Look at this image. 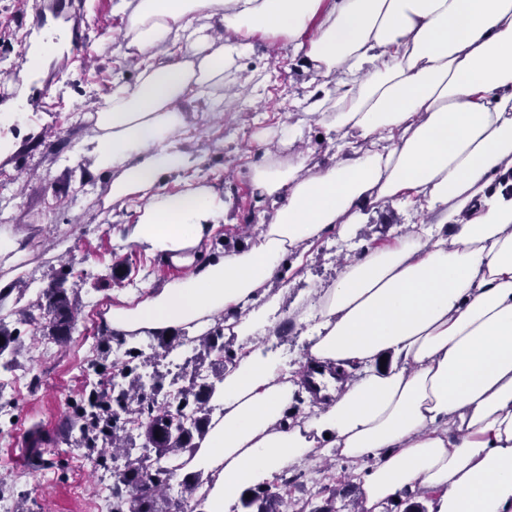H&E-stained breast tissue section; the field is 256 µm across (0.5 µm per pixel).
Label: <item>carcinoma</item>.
<instances>
[{
    "mask_svg": "<svg viewBox=\"0 0 512 512\" xmlns=\"http://www.w3.org/2000/svg\"><path fill=\"white\" fill-rule=\"evenodd\" d=\"M72 275L68 263L54 271L47 286L37 299L21 310L22 320L43 334L64 345L70 339L77 322L76 294L78 289L67 285ZM39 317H34V311ZM0 357L17 354L18 337L0 319ZM162 352L143 356L142 350L128 349L132 359L143 358V363L158 366L175 350L193 344L192 356L187 363L190 371L183 372L188 384L181 388L176 400L156 401L155 396L163 389V376L152 374L153 383L147 387L137 367L120 362L112 372V392L107 408L95 400L75 404L72 413L62 424L60 442L94 453L103 445L109 457L117 458V452L125 442L137 435L143 453L135 458L125 456L123 466L113 472L110 486L112 512H197L203 505L199 499L191 504L184 498L167 495L170 485L179 481L184 490L193 492L200 483V474H181L183 465L175 463L181 452L198 447L208 432L212 409L210 402L215 386L199 377L205 361L224 376V362L233 361L235 352L224 344V325L217 324L203 336L189 337L172 333L155 336ZM251 497H241L243 508L250 512H306V506L288 510L291 500V483L277 474L273 480L248 490Z\"/></svg>",
    "mask_w": 512,
    "mask_h": 512,
    "instance_id": "cac0c4a2",
    "label": "carcinoma"
}]
</instances>
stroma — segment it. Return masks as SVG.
I'll return each mask as SVG.
<instances>
[{
  "instance_id": "35a3bbf8",
  "label": "stroma",
  "mask_w": 512,
  "mask_h": 512,
  "mask_svg": "<svg viewBox=\"0 0 512 512\" xmlns=\"http://www.w3.org/2000/svg\"><path fill=\"white\" fill-rule=\"evenodd\" d=\"M85 2L76 21L86 33L87 48L83 60L66 68L60 60L69 49L66 21L48 17L43 32L35 34L22 20L25 0H0V72L17 75L10 87L0 89V111L20 104L26 113L24 123L0 125V141L11 145L0 156V229L16 236L24 252L19 263L0 259V281L27 285L31 300L62 264L72 263L85 273L78 283L72 339L66 347L54 348L51 357L39 358L47 338L20 322L14 298L0 302V319L19 330L21 342L14 367L0 368V396L8 402L0 410V479L8 486L0 498L10 505L24 501L30 512H97L98 500L108 496L110 470L93 468L85 449L55 443L54 437L72 402L88 398L96 380L125 357L118 347L110 355L100 354L103 314L123 297L144 295L186 272L130 243L137 201L104 207L110 179L91 172V159L80 153L81 145L96 135L92 105L102 103L114 84L132 82L137 75L124 56L127 15L121 0ZM50 33L58 36L60 54L32 72L30 55ZM245 44L241 75L224 78L223 111L201 100L184 105L187 133L177 144L200 157L199 167L163 182L169 193L190 183L204 184L222 200L224 214L207 241L214 252L246 244L268 221L252 194L249 168L263 152L277 151L276 133L283 122L301 123L310 163L327 164L333 153L317 117L302 106L313 89L305 39L290 42L258 33L246 37ZM426 223L407 200L396 199L364 208L360 223L328 232L303 260L288 257L282 276L271 284L280 307L260 339L279 357L283 370L301 367L313 324L297 322L296 315L307 307L312 289L333 285L342 257L394 243L404 226ZM115 266L121 269L117 282L109 278ZM17 379L27 381V388L12 391L10 384ZM36 432L46 440V464L39 468L28 464ZM364 468V462L327 450L321 462L294 467L298 479L291 497L311 508L322 505L330 475H345L351 482L337 494L336 512H358Z\"/></svg>"
}]
</instances>
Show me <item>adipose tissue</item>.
Returning a JSON list of instances; mask_svg holds the SVG:
<instances>
[{
  "mask_svg": "<svg viewBox=\"0 0 512 512\" xmlns=\"http://www.w3.org/2000/svg\"><path fill=\"white\" fill-rule=\"evenodd\" d=\"M122 6L139 73L96 110L91 170L116 171L111 201L140 200L131 243L188 272L112 306L107 326L132 342L177 329L201 335L220 322L244 342L216 395L222 414L180 457L209 477L204 512H232L247 490L327 448L366 462L364 512L418 489L428 512H512V199L487 194L512 172V0ZM255 33L307 37L315 78L335 85L311 94L307 109L333 133L335 152L306 169L293 150L301 132L282 125L288 156L267 154L251 168L268 223L252 243L209 254L222 202L208 186L169 193L162 181L198 167L173 140L183 105L223 107L224 74ZM396 198L413 200L439 230L370 249L319 290L309 357L347 377L327 404L291 419L307 394L302 379L252 341L277 305L270 284L289 254ZM357 363L364 374L353 375Z\"/></svg>",
  "mask_w": 512,
  "mask_h": 512,
  "instance_id": "adipose-tissue-1",
  "label": "adipose tissue"
}]
</instances>
